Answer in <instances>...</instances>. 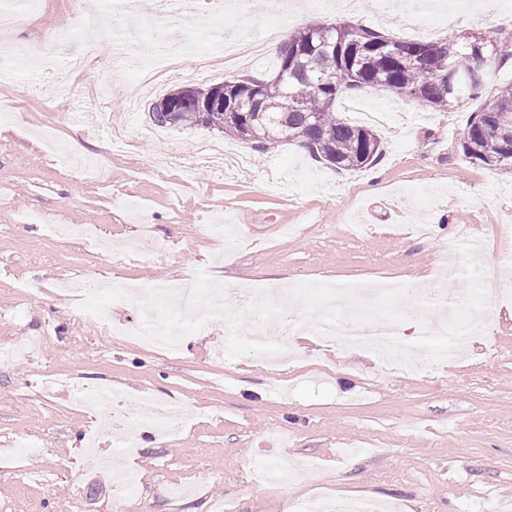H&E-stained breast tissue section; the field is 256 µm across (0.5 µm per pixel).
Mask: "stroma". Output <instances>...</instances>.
Wrapping results in <instances>:
<instances>
[{"label":"stroma","instance_id":"1","mask_svg":"<svg viewBox=\"0 0 512 512\" xmlns=\"http://www.w3.org/2000/svg\"><path fill=\"white\" fill-rule=\"evenodd\" d=\"M114 13L99 51L82 72L70 57L78 42L51 47L42 68L32 48L59 27L77 30L94 8ZM409 0H373L340 9L288 14L284 0L242 9L204 28L178 26L144 10H113L106 0H41L13 9L12 54L0 64V512H293L320 500L327 512L355 502L397 512H512V297L492 306L493 344L472 336L466 358L409 371L381 368L358 350L342 352L308 336L291 338L277 366L250 346V316L240 289L293 288V313L315 317L310 291L323 281L398 280L420 292L384 300L377 317L402 323L412 347L437 336L405 325L410 312L433 323L425 290L448 254L461 271L474 260L512 271V170L469 159L460 138L480 100L458 110L367 89L342 96L336 111L358 100L385 115L374 131L382 157L371 167L337 170L314 161L298 143L267 153L225 138L248 155L240 169L193 161L204 128L150 125L151 102L181 87L176 72L199 69L202 84L266 79L278 54L262 63L224 64L219 50L240 30L267 25L353 23L402 40L440 41L462 33L492 36L512 26V0L458 5L422 29L406 22ZM180 45L175 74L129 114L128 151L109 145V126L124 114L139 73L119 53L126 44ZM73 86L57 101L54 85ZM77 137L83 155L68 151ZM95 226L107 251L84 240L51 238L45 222ZM236 224L228 243L210 235L216 221ZM202 275L221 288L217 311L196 323L174 353L112 336L107 324L139 323L144 305L107 291L114 278L174 282ZM99 283L84 305L59 297L55 283ZM243 336L224 343V316ZM153 395L181 405L186 424L147 437L140 402ZM137 447L120 446V436Z\"/></svg>","mask_w":512,"mask_h":512}]
</instances>
